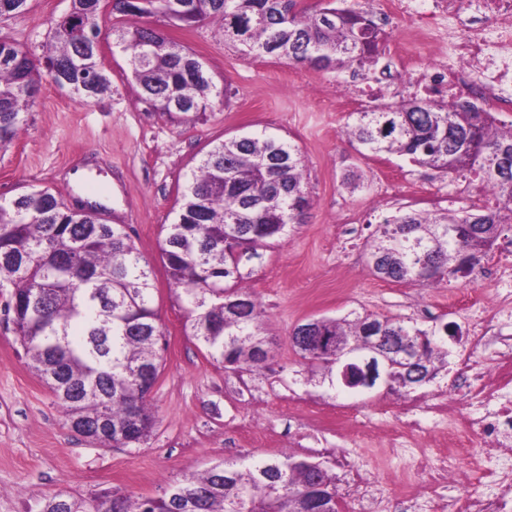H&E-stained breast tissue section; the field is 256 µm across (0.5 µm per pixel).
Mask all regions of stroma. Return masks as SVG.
<instances>
[{
	"label": "stroma",
	"mask_w": 512,
	"mask_h": 512,
	"mask_svg": "<svg viewBox=\"0 0 512 512\" xmlns=\"http://www.w3.org/2000/svg\"><path fill=\"white\" fill-rule=\"evenodd\" d=\"M70 0H28L22 14L0 18V35L42 56L54 20ZM204 64L222 101L192 121L173 119L140 100L127 55L108 42L105 66L118 91L99 102L76 98L43 78L26 130L0 152V197L50 187L65 203L82 200L68 171L88 165L111 176L112 202L102 223L128 227L155 273L154 308L163 332L162 367L148 403L156 424L147 443L103 448L71 432L49 388L34 373L5 313L0 288V512H35L56 494L80 498L115 492L157 497L185 475L222 461L248 462L282 453L312 456L336 476L342 501L352 472L373 478L376 512H398L402 488L420 492V457L448 445V423L410 431L401 410L445 391L458 361L485 364L490 349L467 336L464 311L477 299L496 308L494 289L473 283H391L370 271L364 245L396 212L452 209L479 198L481 186L449 184L436 170L396 155L367 158L342 134L351 113L388 101L387 92L352 103L336 100L333 71L273 56L239 53L217 24L195 29L153 19ZM265 131L300 149L311 206L303 223L242 259L241 285L262 303L261 326L274 344L265 365L239 372L213 360L186 329V311L170 285L160 245L180 205L185 177L211 147L232 136ZM456 200V201H457ZM370 313L419 328H447L449 371L409 395L378 387L353 395L320 383L289 334L313 318Z\"/></svg>",
	"instance_id": "stroma-1"
}]
</instances>
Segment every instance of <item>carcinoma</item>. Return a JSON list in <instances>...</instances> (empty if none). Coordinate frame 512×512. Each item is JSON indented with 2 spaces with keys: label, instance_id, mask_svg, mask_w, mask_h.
I'll return each instance as SVG.
<instances>
[{
  "label": "carcinoma",
  "instance_id": "obj_1",
  "mask_svg": "<svg viewBox=\"0 0 512 512\" xmlns=\"http://www.w3.org/2000/svg\"><path fill=\"white\" fill-rule=\"evenodd\" d=\"M101 0H71L75 24L56 22L53 40L36 59L0 38V150L24 131L48 68L63 73L84 101L112 94V75L93 50ZM296 0H112V29L127 53L140 97L171 117L206 112L223 95L203 64L184 46L142 19L174 25L221 23L224 40L251 57L276 55L294 64L365 73L378 64L382 34L364 13L336 9L335 0L310 13ZM345 135L363 156L381 154L443 172L473 174L495 207L453 212L412 211L384 219L368 244V263L380 279L413 283L468 277L505 231L512 230V126L462 102L412 97L358 113ZM309 207L304 165L291 143L265 134L234 136L215 145L188 176L181 206L161 251L192 335L209 355L250 371L268 356L259 334L260 303L237 287L239 263L300 222ZM11 288L20 344L53 392L72 431L123 446L143 444L155 425L147 398L161 368L163 333L153 307L152 271L141 263L124 227L103 224L94 209L73 210L52 189L31 188L0 199V288ZM317 330L341 351L385 364L390 389L406 395L448 368L436 332L372 314L318 319ZM290 342L309 364L332 373L334 362L316 343ZM51 497L38 512H339L336 476L306 457L223 462L191 475L156 498L112 495Z\"/></svg>",
  "mask_w": 512,
  "mask_h": 512
}]
</instances>
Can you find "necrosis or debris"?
<instances>
[{
  "label": "necrosis or debris",
  "instance_id": "1",
  "mask_svg": "<svg viewBox=\"0 0 512 512\" xmlns=\"http://www.w3.org/2000/svg\"><path fill=\"white\" fill-rule=\"evenodd\" d=\"M370 18L382 31L411 20L419 38L413 44L393 40L375 79L350 72L337 84L341 97L376 87L395 94L413 90L512 114V0H377ZM448 396L423 404L431 416L448 417L457 441L437 455L433 481L461 483L458 463L477 448L495 449L487 466L494 481L438 501L436 512H512V361L497 359L483 368L464 363Z\"/></svg>",
  "mask_w": 512,
  "mask_h": 512
}]
</instances>
